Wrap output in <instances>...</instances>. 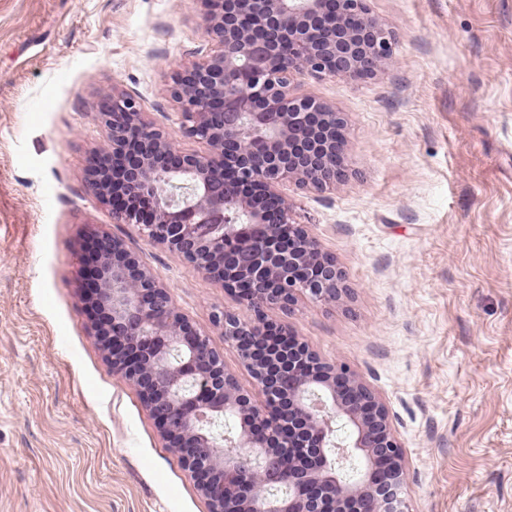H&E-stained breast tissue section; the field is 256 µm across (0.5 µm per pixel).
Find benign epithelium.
Masks as SVG:
<instances>
[{"label":"benign epithelium","mask_w":512,"mask_h":512,"mask_svg":"<svg viewBox=\"0 0 512 512\" xmlns=\"http://www.w3.org/2000/svg\"><path fill=\"white\" fill-rule=\"evenodd\" d=\"M220 47L177 74L172 96L187 151L154 127L138 101L113 95L99 116L117 164L112 193L91 159L90 190L112 203L116 224H135L253 308L250 320L217 316L262 396L242 390L221 355L172 302L124 241L107 236L87 295L109 320L107 359L137 388L170 447L208 499L210 512H404L406 473L385 405L342 363L305 344L258 351L289 333L264 310L300 295L333 301L344 289L335 260L292 220L284 187L322 191L343 179L345 120L295 93L294 74L364 79L393 58L395 38L369 0H194ZM265 148L257 147V142ZM249 249L239 268L232 252ZM230 414L240 432L211 430ZM349 428L346 439L334 423ZM360 468L349 475L347 462Z\"/></svg>","instance_id":"benign-epithelium-1"}]
</instances>
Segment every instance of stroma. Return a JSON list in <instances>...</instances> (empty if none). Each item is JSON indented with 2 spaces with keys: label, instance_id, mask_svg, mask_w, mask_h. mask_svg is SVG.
<instances>
[{
  "label": "stroma",
  "instance_id": "1",
  "mask_svg": "<svg viewBox=\"0 0 512 512\" xmlns=\"http://www.w3.org/2000/svg\"><path fill=\"white\" fill-rule=\"evenodd\" d=\"M395 58L363 80L297 76L347 118L343 181L288 185L292 218L347 291L269 310L388 409L408 512H512V0H370ZM217 48L192 0H0V512H209L81 288L86 245L121 238L254 381L217 315L251 309L88 188L134 97L187 149L173 74Z\"/></svg>",
  "mask_w": 512,
  "mask_h": 512
}]
</instances>
